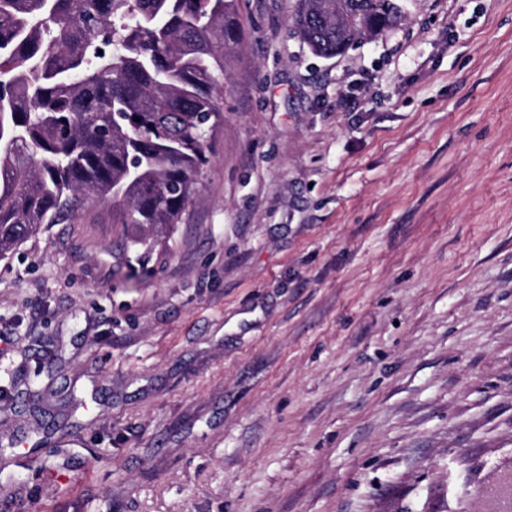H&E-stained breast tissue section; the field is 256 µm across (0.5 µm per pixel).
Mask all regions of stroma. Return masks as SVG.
<instances>
[{"label":"stroma","instance_id":"obj_1","mask_svg":"<svg viewBox=\"0 0 512 512\" xmlns=\"http://www.w3.org/2000/svg\"><path fill=\"white\" fill-rule=\"evenodd\" d=\"M297 3L153 254L93 200L0 260V512H512V0L331 59Z\"/></svg>","mask_w":512,"mask_h":512}]
</instances>
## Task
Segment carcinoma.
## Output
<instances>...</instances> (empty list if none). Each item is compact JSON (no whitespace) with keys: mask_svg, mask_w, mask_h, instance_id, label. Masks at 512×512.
Instances as JSON below:
<instances>
[{"mask_svg":"<svg viewBox=\"0 0 512 512\" xmlns=\"http://www.w3.org/2000/svg\"><path fill=\"white\" fill-rule=\"evenodd\" d=\"M299 0L330 58L405 18L402 0ZM235 0H0V260L94 197L133 246L181 223L224 122Z\"/></svg>","mask_w":512,"mask_h":512,"instance_id":"1","label":"carcinoma"}]
</instances>
